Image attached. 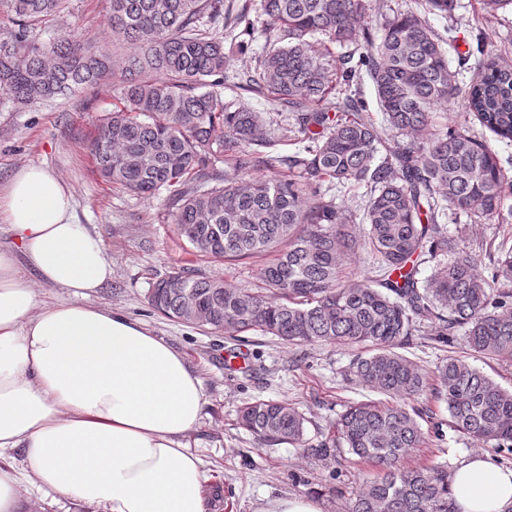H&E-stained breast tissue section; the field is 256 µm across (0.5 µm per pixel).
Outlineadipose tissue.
Instances as JSON below:
<instances>
[{"label": "adipose tissue", "mask_w": 512, "mask_h": 512, "mask_svg": "<svg viewBox=\"0 0 512 512\" xmlns=\"http://www.w3.org/2000/svg\"><path fill=\"white\" fill-rule=\"evenodd\" d=\"M18 249L0 247V512H21L17 473L101 512H208L205 477L183 439L205 395L184 357L124 313L88 304L112 279L99 238L75 220L66 185L21 168L0 198ZM34 270L67 300L36 309ZM459 512H512V468L485 454L456 468Z\"/></svg>", "instance_id": "1"}]
</instances>
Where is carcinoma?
Here are the masks:
<instances>
[{
	"mask_svg": "<svg viewBox=\"0 0 512 512\" xmlns=\"http://www.w3.org/2000/svg\"><path fill=\"white\" fill-rule=\"evenodd\" d=\"M62 2L0 0L18 18L16 28L0 33V93L19 108L115 73L110 54L67 32L48 49L30 41L31 27ZM428 7L451 21L463 4L428 0ZM261 8L267 49L241 88L288 111L286 131L303 146L285 154L266 151L272 141L258 113L214 90L226 56L212 25L230 19L226 0H110L112 33L131 52L119 102L91 144L98 174L136 195L168 190L167 216L201 256H269L257 291L186 267L157 281L149 304L216 335L259 330L290 344L364 345L350 375L391 399L426 387L417 364L398 352L421 323L440 339L463 328L474 352L512 358V247L500 248L488 281L477 255L448 236L450 224L501 218V168L468 130H432L434 109L461 95L481 127L512 140V69L480 37L474 76L462 87L444 39L425 18L398 11L376 37L365 24L370 0H261ZM363 69L381 125L360 97ZM399 136L409 142L395 145ZM218 159L230 170L217 172ZM254 166L268 175L239 181L238 173ZM355 184L367 187L360 236L332 194ZM360 250L374 256L379 278L347 280V260ZM447 254L419 284V266ZM436 379L448 427L512 451V391L454 355ZM423 415L357 403L340 416L332 443L310 449L324 460L344 447L379 468L347 512H458L448 466L401 465L426 443ZM305 422L284 401H256L239 415L241 427L272 445L303 444Z\"/></svg>",
	"mask_w": 512,
	"mask_h": 512,
	"instance_id": "1",
	"label": "carcinoma"
}]
</instances>
